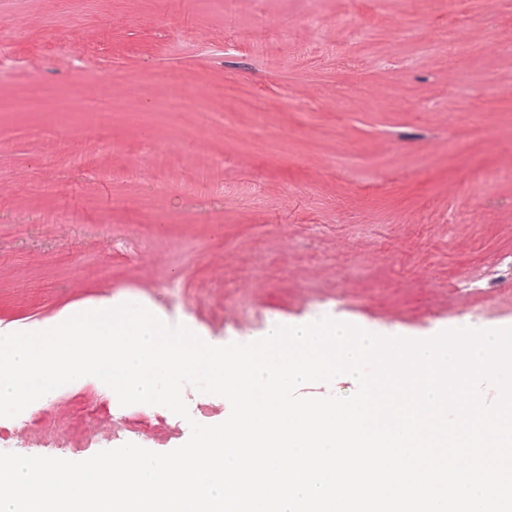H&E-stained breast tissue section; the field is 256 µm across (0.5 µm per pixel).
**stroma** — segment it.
Masks as SVG:
<instances>
[{
	"instance_id": "1",
	"label": "stroma",
	"mask_w": 512,
	"mask_h": 512,
	"mask_svg": "<svg viewBox=\"0 0 512 512\" xmlns=\"http://www.w3.org/2000/svg\"><path fill=\"white\" fill-rule=\"evenodd\" d=\"M0 42V330L107 300L218 344L316 305L382 337L428 339L470 308L512 328V177L485 179L512 169V0H0ZM99 79L117 110L59 126L52 102ZM210 87L212 129L162 109ZM103 134L116 150H95ZM187 175L223 199L186 196ZM183 397L186 419L89 376L0 417V452L164 453L231 412Z\"/></svg>"
}]
</instances>
